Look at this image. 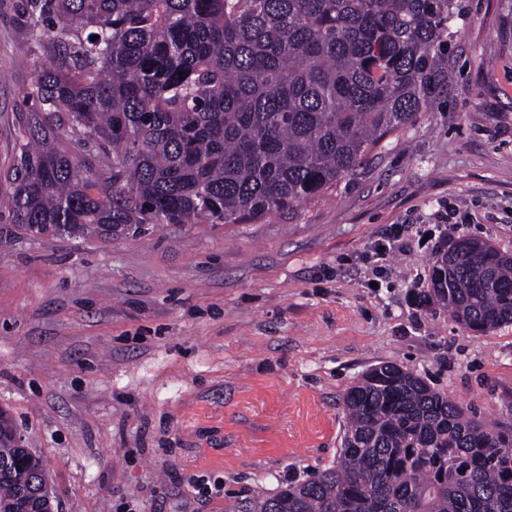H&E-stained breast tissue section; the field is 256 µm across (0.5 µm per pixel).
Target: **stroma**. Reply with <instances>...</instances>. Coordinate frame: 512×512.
I'll return each mask as SVG.
<instances>
[{"label":"stroma","instance_id":"35a3bbf8","mask_svg":"<svg viewBox=\"0 0 512 512\" xmlns=\"http://www.w3.org/2000/svg\"><path fill=\"white\" fill-rule=\"evenodd\" d=\"M448 100L389 134L321 199L252 224L0 242V410L58 512H225L329 467L342 395L412 370L512 429V324L417 308L447 224L512 254V0H463ZM0 0V170L34 67ZM405 244L372 243L390 225Z\"/></svg>","mask_w":512,"mask_h":512}]
</instances>
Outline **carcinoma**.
I'll list each match as a JSON object with an SVG mask.
<instances>
[{
    "label": "carcinoma",
    "mask_w": 512,
    "mask_h": 512,
    "mask_svg": "<svg viewBox=\"0 0 512 512\" xmlns=\"http://www.w3.org/2000/svg\"><path fill=\"white\" fill-rule=\"evenodd\" d=\"M52 65L18 115L0 203L42 239L248 224L354 175L448 98L460 0H23ZM97 36L91 40V36ZM486 333L512 324V255L458 236L416 293ZM336 464L239 512H512V432L382 363L343 396ZM0 411V507L42 460Z\"/></svg>",
    "instance_id": "carcinoma-1"
}]
</instances>
